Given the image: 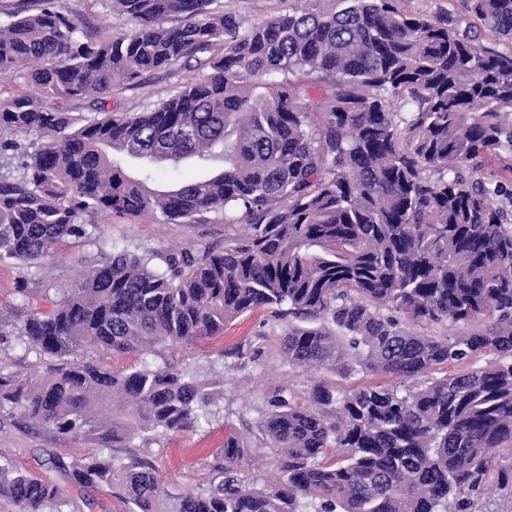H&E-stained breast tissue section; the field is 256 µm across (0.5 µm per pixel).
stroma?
Masks as SVG:
<instances>
[{
  "label": "stroma",
  "instance_id": "obj_1",
  "mask_svg": "<svg viewBox=\"0 0 512 512\" xmlns=\"http://www.w3.org/2000/svg\"><path fill=\"white\" fill-rule=\"evenodd\" d=\"M188 77L185 71L147 74L141 85L114 87L110 105L121 112L140 111ZM99 224L97 243L80 248L61 246L51 264L33 273V280H49L60 286L71 284L81 270L95 261L104 245L140 251L224 240V227L220 224H158L148 217L115 215L100 217ZM281 330V325L269 313L259 310L235 321L221 336L193 348L178 346L167 351V359L175 365H189L198 369L201 378L224 381V399L219 404L217 420L208 426L174 434L167 443L152 448L159 477L172 492L182 493L205 481L210 455L224 443L225 425L242 432L255 427L263 396L271 386L287 382L297 394L306 392L315 374L291 369L283 363L276 342ZM91 449L86 441L55 434L26 421L20 414H0V455L14 460L19 468L59 482L63 476L55 469V460ZM511 463L512 450L500 449L476 503L478 512H512V486L501 485L498 480L499 468Z\"/></svg>",
  "mask_w": 512,
  "mask_h": 512
}]
</instances>
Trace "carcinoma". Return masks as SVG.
<instances>
[{"instance_id":"obj_1","label":"carcinoma","mask_w":512,"mask_h":512,"mask_svg":"<svg viewBox=\"0 0 512 512\" xmlns=\"http://www.w3.org/2000/svg\"><path fill=\"white\" fill-rule=\"evenodd\" d=\"M30 2L0 21V77L25 85L0 99V265L39 269L96 239L102 215L244 232L102 248L66 287L19 289L0 336L46 366H0V411L97 445L57 468L119 489L127 512H475L512 448V208L497 202L512 189L484 172L512 155V0L435 15L286 0L247 27L223 0H107L128 27L105 36L64 0ZM176 68L194 77L108 110L114 86ZM259 309L283 325L289 367L395 383L321 378L303 406L275 389L257 425L275 472L258 480L226 423L208 481L174 495L147 448L210 423L224 383L164 351ZM448 324L461 331L413 330ZM92 352L147 359L113 371ZM2 506L76 512L65 487L0 455Z\"/></svg>"}]
</instances>
